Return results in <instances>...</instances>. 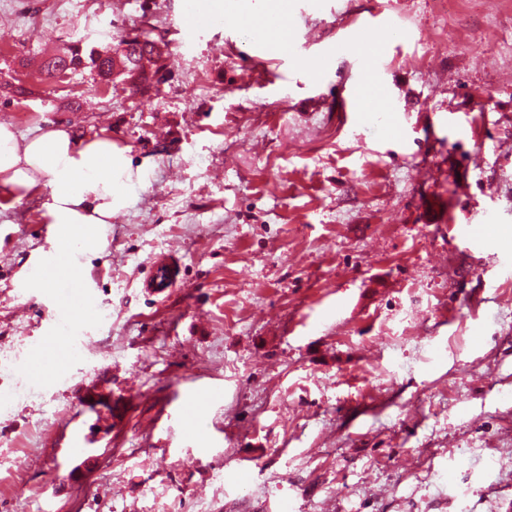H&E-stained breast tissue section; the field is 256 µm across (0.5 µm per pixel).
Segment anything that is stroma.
Masks as SVG:
<instances>
[{"label":"stroma","instance_id":"1","mask_svg":"<svg viewBox=\"0 0 512 512\" xmlns=\"http://www.w3.org/2000/svg\"><path fill=\"white\" fill-rule=\"evenodd\" d=\"M184 6L0 0V123L109 136L144 175L45 381L26 365L55 354L64 295L16 282L51 245L49 192H0V512H512V0H296L285 55L234 14L183 44ZM378 10L392 110L344 124L362 62L330 50ZM140 27L169 44L148 94L40 72ZM160 252L181 282L157 296ZM186 397L189 438L161 417ZM181 266L179 258L173 253H162L152 263L149 274L144 281V288L155 293H162L168 288H175L180 279ZM93 318L91 298L83 293L70 309L61 310L54 314L53 328L60 331H69L73 324L80 320Z\"/></svg>","mask_w":512,"mask_h":512}]
</instances>
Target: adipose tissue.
Listing matches in <instances>:
<instances>
[{
	"instance_id": "adipose-tissue-1",
	"label": "adipose tissue",
	"mask_w": 512,
	"mask_h": 512,
	"mask_svg": "<svg viewBox=\"0 0 512 512\" xmlns=\"http://www.w3.org/2000/svg\"><path fill=\"white\" fill-rule=\"evenodd\" d=\"M128 169L111 137L81 139L52 122L26 138L0 123V190L48 189L57 241L50 260L59 275L75 277L78 255L101 248L105 226L123 200Z\"/></svg>"
}]
</instances>
